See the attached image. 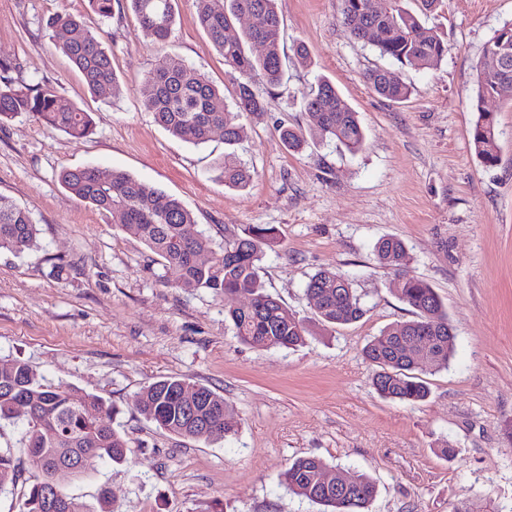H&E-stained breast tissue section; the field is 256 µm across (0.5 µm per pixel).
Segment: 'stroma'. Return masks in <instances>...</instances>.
Listing matches in <instances>:
<instances>
[{"instance_id": "1", "label": "stroma", "mask_w": 512, "mask_h": 512, "mask_svg": "<svg viewBox=\"0 0 512 512\" xmlns=\"http://www.w3.org/2000/svg\"><path fill=\"white\" fill-rule=\"evenodd\" d=\"M62 10L102 29L119 79L111 101L91 98L54 46L46 22ZM277 10L285 84L258 86L264 108L244 118L233 148L253 178L232 188L213 170L226 149L221 134L199 148L172 137L139 92L165 56L230 87L195 0H175L163 44L144 35L129 0H113L105 21L89 0H0V57L16 63L8 79L53 83L94 120L83 139L26 114L0 127V194L28 208L40 229L38 249L0 251V359H23L47 382L112 406L131 447L126 461L59 478L90 507L105 488L118 512H322L280 480L295 458L311 455L337 474L373 477L369 512H512V102H482L499 131L497 166L480 163L470 138L483 48L512 24V0H443L427 23L443 32L448 53L430 69L350 38L337 0H277ZM299 42L309 52L303 64L293 52ZM377 67L410 86L408 100L369 88L365 75ZM320 76L357 113L361 151L313 140L296 153L285 148L280 126L314 124L304 96ZM84 166L124 170L179 198L217 242L228 225L274 227L278 242L260 275L304 320L305 344H241L222 301L177 288V269L62 187V170ZM386 236L404 241L409 273L435 289L456 335L452 360L428 375L430 394L417 404L380 397L362 354L381 330L412 317L397 272L374 253ZM60 261L67 270L59 278L52 266ZM324 269L349 276L361 320L336 330L320 324L305 286ZM167 376L223 396L238 416L235 432L188 440L147 420L134 397ZM443 439L454 458L439 454Z\"/></svg>"}]
</instances>
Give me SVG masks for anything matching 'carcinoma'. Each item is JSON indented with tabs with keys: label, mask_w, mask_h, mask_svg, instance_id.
<instances>
[{
	"label": "carcinoma",
	"mask_w": 512,
	"mask_h": 512,
	"mask_svg": "<svg viewBox=\"0 0 512 512\" xmlns=\"http://www.w3.org/2000/svg\"><path fill=\"white\" fill-rule=\"evenodd\" d=\"M174 0H130L143 32L155 42L167 41L175 24ZM339 0V19L350 37L374 47L380 56L420 69L434 66L448 52V45L434 27L425 22L442 0ZM197 21L213 46L224 57L233 75L232 103L205 75L196 69L159 60L141 82L142 104L154 121L173 137L202 146L216 131L224 144L232 146L242 137L245 115L263 109L256 93L258 83L270 89L283 84L284 70L279 33L281 19L276 0H196ZM242 15H257L261 23L250 26L242 36L231 37L227 30ZM83 25L69 12L55 14L47 22L52 40L78 69L88 91L99 100H109L118 89L112 60L103 44L102 32L87 31L80 39L71 34ZM252 44L263 48L254 56ZM501 52L495 71L478 69L477 119L472 144L480 162L495 167L500 161L498 131L492 113L482 108L485 96L512 100V49L503 50L491 38L483 52ZM366 80L378 95L402 102L410 95L409 86L384 68L369 71ZM341 96L325 77L305 97L304 107L315 118L314 129L304 133L285 129L281 136L290 151H298L311 137L334 142L349 151H358L364 132L357 113L340 106ZM26 113L42 125L75 138L93 132L91 114L61 95L50 84L30 85L5 81L0 84V126ZM224 184L244 187L252 174L232 153L215 163ZM63 187L104 216H112L120 229L140 240L160 264L180 273L177 287L203 290L224 301V318L238 341L257 350L293 348L302 345L308 329L295 313L268 293L260 277L261 263L268 249L277 243V232L255 225L236 233L224 229V243L215 244L197 229L195 218L181 200L118 169L82 167L65 169L59 175ZM39 229L31 211L0 194V250L15 255L38 246ZM378 262L401 274L400 297L412 308L414 319L386 328L363 348L366 360L378 367L373 378L377 392L400 402H417L429 394L423 376L445 369L455 351L456 336L448 313L435 289L407 271L408 253L397 237L377 241ZM240 294L251 296L250 304L234 306ZM306 295L317 305L318 316L326 326L348 325L365 314L349 277L336 270H321L306 285ZM431 346H418L423 339ZM417 343L406 352L401 343ZM136 409L166 433L192 440H209L235 431L236 415L224 397L205 386L178 377L157 380L136 394ZM22 424L21 443L27 448L32 483L22 512H41L42 486L52 481L53 461L64 448L83 457V477L98 462L122 463L129 442L112 427L111 408L102 397L70 386H55L28 362L0 360V423ZM325 463L315 456L298 457L282 473V482L296 496L323 505L330 512H365L377 493L376 483L358 474L347 485L325 487L319 470ZM25 469L11 449H0V492L26 482Z\"/></svg>",
	"instance_id": "carcinoma-1"
}]
</instances>
